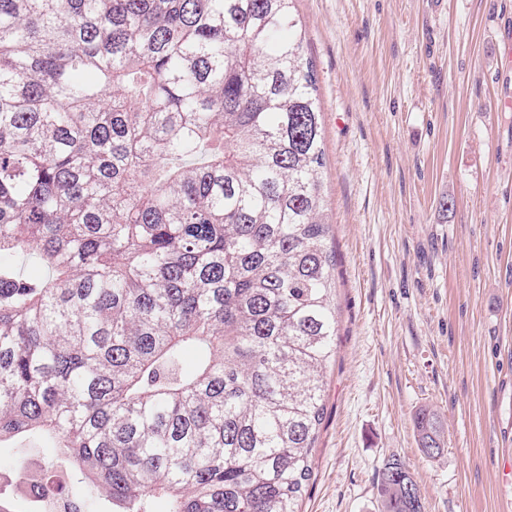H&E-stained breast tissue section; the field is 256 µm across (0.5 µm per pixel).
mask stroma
Instances as JSON below:
<instances>
[{
  "instance_id": "1",
  "label": "stroma",
  "mask_w": 512,
  "mask_h": 512,
  "mask_svg": "<svg viewBox=\"0 0 512 512\" xmlns=\"http://www.w3.org/2000/svg\"><path fill=\"white\" fill-rule=\"evenodd\" d=\"M512 0H295L322 108L336 356L303 512H381L402 461L423 512H504L512 458ZM435 411L426 457L414 416ZM418 443L429 458L437 457L444 450L443 432L435 414L422 410L414 418Z\"/></svg>"
}]
</instances>
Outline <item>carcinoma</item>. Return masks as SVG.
<instances>
[{"instance_id":"obj_1","label":"carcinoma","mask_w":512,"mask_h":512,"mask_svg":"<svg viewBox=\"0 0 512 512\" xmlns=\"http://www.w3.org/2000/svg\"><path fill=\"white\" fill-rule=\"evenodd\" d=\"M294 0H0V512H300L336 350ZM188 350L194 371L183 367ZM429 458L435 414L414 418ZM405 465L384 512H421Z\"/></svg>"}]
</instances>
